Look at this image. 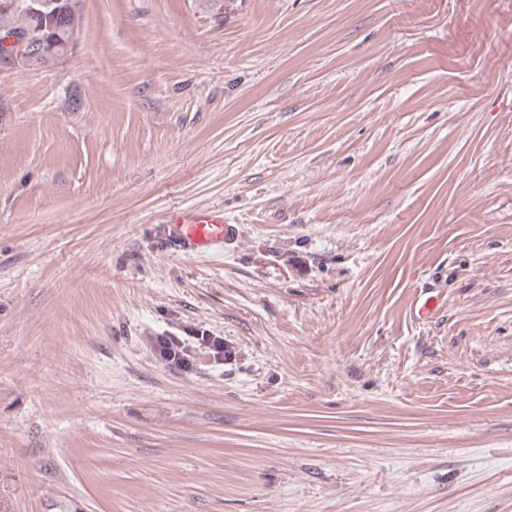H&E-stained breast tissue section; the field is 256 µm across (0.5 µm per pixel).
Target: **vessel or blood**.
<instances>
[{
  "instance_id": "b4317fda",
  "label": "vessel or blood",
  "mask_w": 512,
  "mask_h": 512,
  "mask_svg": "<svg viewBox=\"0 0 512 512\" xmlns=\"http://www.w3.org/2000/svg\"><path fill=\"white\" fill-rule=\"evenodd\" d=\"M163 230L175 247L196 253L222 247L236 235L235 225L225 223L223 211L209 208L171 212Z\"/></svg>"
}]
</instances>
